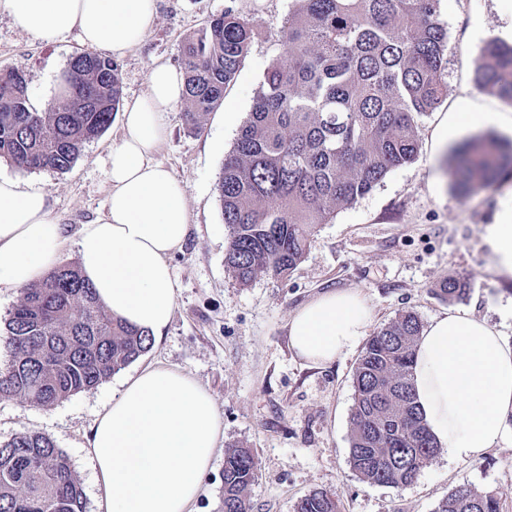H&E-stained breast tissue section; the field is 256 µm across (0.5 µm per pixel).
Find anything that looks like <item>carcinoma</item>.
Masks as SVG:
<instances>
[{
	"label": "carcinoma",
	"mask_w": 512,
	"mask_h": 512,
	"mask_svg": "<svg viewBox=\"0 0 512 512\" xmlns=\"http://www.w3.org/2000/svg\"><path fill=\"white\" fill-rule=\"evenodd\" d=\"M439 2L292 0L279 33L283 53L264 72L217 182L224 267L238 284L288 276L319 225L416 159L421 118L448 97ZM251 38L250 23L230 7L185 38L188 131L200 132L223 102ZM473 83L512 108V43L495 37L482 47ZM62 85L59 104L38 112L24 71L0 73V161L65 171L111 125L121 102L116 62L84 50L71 57ZM448 175L462 198L511 180L512 142L470 137L454 149ZM468 291L456 277L434 289L449 301ZM422 331L417 314L400 312L368 339L355 368L349 463L369 484L410 486L439 451L410 382ZM3 336L12 360L0 370V399L42 407L97 387L153 345L148 331L114 318L72 264L21 291ZM257 466L252 449H225L222 512H250ZM0 512H85L80 479L50 437L30 430L0 443ZM295 512H341L340 500L313 490ZM434 512H500V502L461 488Z\"/></svg>",
	"instance_id": "cac0c4a2"
}]
</instances>
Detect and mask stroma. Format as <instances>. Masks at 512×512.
I'll use <instances>...</instances> for the list:
<instances>
[{"mask_svg":"<svg viewBox=\"0 0 512 512\" xmlns=\"http://www.w3.org/2000/svg\"><path fill=\"white\" fill-rule=\"evenodd\" d=\"M229 5L251 22L254 38L223 103L205 117L198 134L185 126L184 104L163 115L169 139L159 158L185 185L191 232L170 259L176 282L173 320L145 361L179 368L210 392L223 424L220 448H253L258 469L252 512H294L298 500L317 489L336 493L341 512H434L460 487L495 494L500 512H512L508 443L495 445L477 462H451L438 452L418 480L402 489L360 479L348 457L353 375L363 347L355 345L328 368H314L290 349L286 329L296 308L336 288L363 290L375 310L374 329L403 310L426 323L452 306L435 295L438 283L460 276L469 282L460 307L496 324L512 343V282L491 272L482 242L484 225L497 218L499 195L489 189L459 197L443 175L449 155L436 158L431 149L441 113L504 111L497 97L474 89L472 78L486 40L512 28V0H440L449 35L445 79L450 91L421 121L416 160L392 170L372 192L320 225L288 278L262 276L244 287L224 267L228 232L215 187L264 72L282 51L278 35L291 0H159L144 43L120 59L119 76L123 101L141 96L150 66L181 67L185 37ZM82 49L77 32L47 43L15 29L0 13V72L24 69L33 99H56L69 59ZM120 129V120H113L68 170L24 172L2 162L0 176L41 183L55 215L78 230L104 210L108 154ZM125 376L118 371L51 407L0 400V442L28 430L48 435L81 480L86 512H97L86 437L96 412L118 393Z\"/></svg>","mask_w":512,"mask_h":512,"instance_id":"35a3bbf8","label":"stroma"}]
</instances>
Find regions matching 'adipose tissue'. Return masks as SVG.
I'll use <instances>...</instances> for the list:
<instances>
[{
  "mask_svg": "<svg viewBox=\"0 0 512 512\" xmlns=\"http://www.w3.org/2000/svg\"><path fill=\"white\" fill-rule=\"evenodd\" d=\"M0 13L42 41L75 30L84 46L121 57L144 42L158 0H0ZM183 93L180 71L150 67L146 91L126 106L109 152L105 210L80 226L75 241L82 274L100 301L155 339L175 311L169 259L190 231L183 183L159 159L168 138L162 115ZM488 124L512 135L511 112L446 113L432 134L434 153L460 128ZM499 192L498 219L485 225L482 240L494 274L507 282L512 182ZM68 241L43 186L0 177V288L42 280ZM374 319L360 289L327 290L291 314L289 343L302 360L327 367ZM412 381L418 411L449 460H481L512 435V344L486 318L469 310L433 317L414 351ZM221 433L214 399L196 380L160 362L138 370L97 413L88 436L99 512H192Z\"/></svg>",
  "mask_w": 512,
  "mask_h": 512,
  "instance_id": "1",
  "label": "adipose tissue"
}]
</instances>
